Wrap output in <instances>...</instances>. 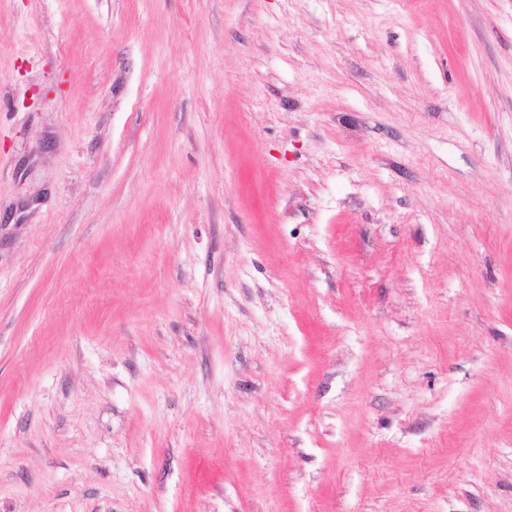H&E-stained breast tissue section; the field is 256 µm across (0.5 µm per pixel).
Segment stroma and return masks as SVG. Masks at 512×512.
I'll return each instance as SVG.
<instances>
[{"label":"stroma","instance_id":"35a3bbf8","mask_svg":"<svg viewBox=\"0 0 512 512\" xmlns=\"http://www.w3.org/2000/svg\"><path fill=\"white\" fill-rule=\"evenodd\" d=\"M0 512H512V0H0Z\"/></svg>","mask_w":512,"mask_h":512}]
</instances>
